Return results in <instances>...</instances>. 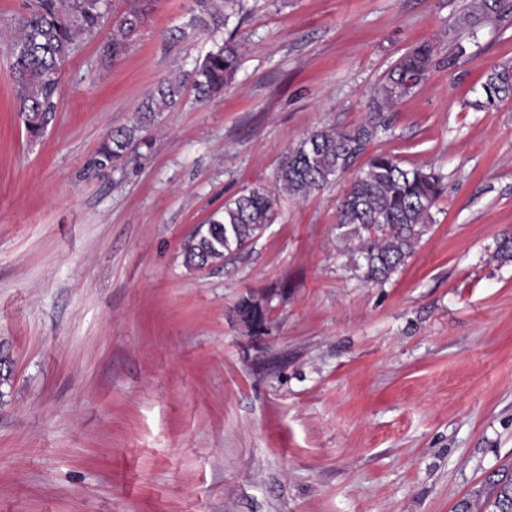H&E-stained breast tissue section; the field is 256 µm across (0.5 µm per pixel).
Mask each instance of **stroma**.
Returning a JSON list of instances; mask_svg holds the SVG:
<instances>
[{
	"label": "stroma",
	"instance_id": "obj_1",
	"mask_svg": "<svg viewBox=\"0 0 512 512\" xmlns=\"http://www.w3.org/2000/svg\"><path fill=\"white\" fill-rule=\"evenodd\" d=\"M138 2L126 54L64 65L30 140L7 51L27 0H0V512H460L512 472V98L474 103L512 64V14L472 0H240L223 95L148 128L137 165L93 161L164 78L213 45L193 0ZM183 30L174 41L170 30ZM432 49L370 152L444 176L432 222L389 279L337 236L353 174L296 200L240 256L190 269L183 245L244 188H274L303 137L352 128L398 60ZM270 308L259 342L234 312ZM508 13L512 14L511 0H475L466 22L475 24L498 20Z\"/></svg>",
	"mask_w": 512,
	"mask_h": 512
}]
</instances>
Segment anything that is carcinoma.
Listing matches in <instances>:
<instances>
[{"mask_svg":"<svg viewBox=\"0 0 512 512\" xmlns=\"http://www.w3.org/2000/svg\"><path fill=\"white\" fill-rule=\"evenodd\" d=\"M194 21L204 29L227 25V9L238 0H194ZM112 0H31L8 46L16 80V104L28 135L41 137L55 112L54 97L60 72L79 38H94L108 22ZM512 14V0H473L466 22L493 21ZM143 22L137 7L125 11L112 23L109 38L100 46L102 58L122 56L128 38ZM432 49L421 45L400 59L389 80L381 87L373 112L362 124L346 130L319 129L289 149L275 175V191L258 185L224 203L204 228L184 244L185 264L201 267L224 263L240 255L274 222L276 197L303 199L323 189L347 171L365 153L384 125V110L400 99L428 69ZM239 62L233 38L216 42L190 71L162 80L138 108L136 123L108 138L98 150L95 164L102 170H117L137 162L138 147L147 142L137 133L147 129L158 112L176 106L187 88L198 100H207L224 90ZM476 106L490 109L512 97V67H497L481 85ZM442 176L433 169L405 168L386 152L371 155L351 182L338 206L337 229L342 239L354 243L355 268L366 282H382L404 264L425 234L431 210L441 193ZM238 320L250 316L248 329L268 332L266 307L253 295L236 304ZM495 494L491 512H512V477L491 481Z\"/></svg>","mask_w":512,"mask_h":512,"instance_id":"cac0c4a2","label":"carcinoma"}]
</instances>
